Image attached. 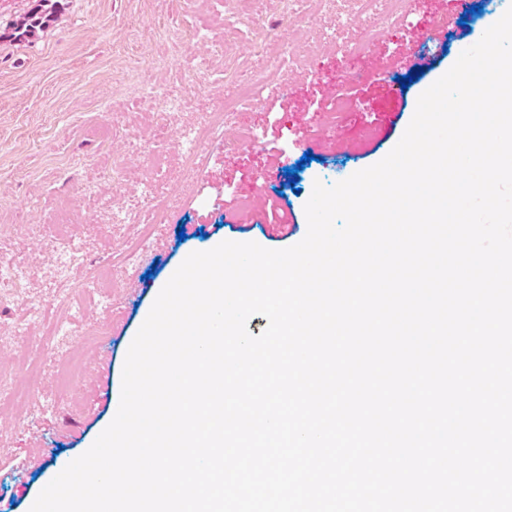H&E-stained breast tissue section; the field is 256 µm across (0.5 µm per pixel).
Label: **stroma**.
<instances>
[{
  "label": "stroma",
  "mask_w": 512,
  "mask_h": 512,
  "mask_svg": "<svg viewBox=\"0 0 512 512\" xmlns=\"http://www.w3.org/2000/svg\"><path fill=\"white\" fill-rule=\"evenodd\" d=\"M476 3L480 13L463 24L456 0H405L403 21L359 58L350 53L357 30L341 25L350 0H49L43 31L0 40V272L21 278L0 292V381L40 375L24 406L0 405V512H30L115 417L127 351L189 254L219 239L290 247L307 233L315 182L333 185L389 154L421 89L512 6ZM442 24L451 28L445 43H432L428 31ZM314 26L336 34L335 45L292 64L290 40ZM352 70L356 80L345 83ZM411 72L415 81L398 91ZM252 80L277 95L225 111ZM340 89L351 107L324 125ZM152 90L185 100L163 132ZM216 112L224 135L193 166L180 135ZM282 161L298 168L297 181L267 179ZM148 184L168 206L167 223L153 225L105 294L75 292L123 250L126 227L112 215L139 211Z\"/></svg>",
  "instance_id": "35a3bbf8"
}]
</instances>
